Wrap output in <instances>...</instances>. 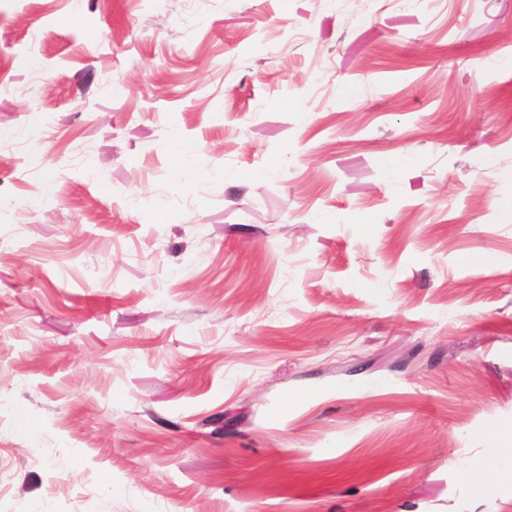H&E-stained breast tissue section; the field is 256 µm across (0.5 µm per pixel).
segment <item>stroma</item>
I'll return each mask as SVG.
<instances>
[{
    "label": "stroma",
    "instance_id": "35a3bbf8",
    "mask_svg": "<svg viewBox=\"0 0 512 512\" xmlns=\"http://www.w3.org/2000/svg\"><path fill=\"white\" fill-rule=\"evenodd\" d=\"M1 196L0 512H512V0H0Z\"/></svg>",
    "mask_w": 512,
    "mask_h": 512
}]
</instances>
